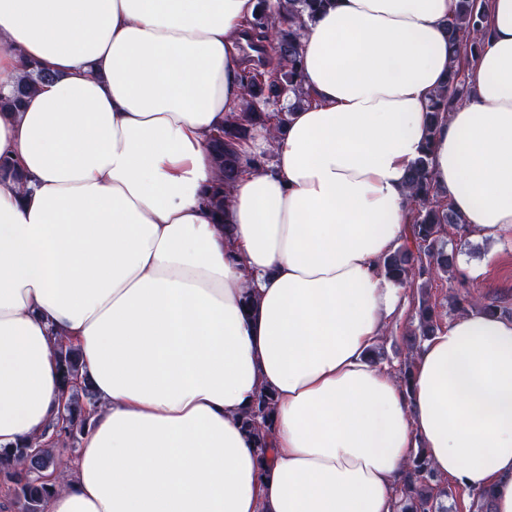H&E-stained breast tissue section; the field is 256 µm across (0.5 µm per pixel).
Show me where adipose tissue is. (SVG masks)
I'll use <instances>...</instances> for the list:
<instances>
[{
  "label": "adipose tissue",
  "mask_w": 512,
  "mask_h": 512,
  "mask_svg": "<svg viewBox=\"0 0 512 512\" xmlns=\"http://www.w3.org/2000/svg\"><path fill=\"white\" fill-rule=\"evenodd\" d=\"M257 0H0V452L39 439L80 354L96 408L44 512H398L410 459L512 512V319L470 311L401 385L367 354L407 308L382 262L448 76L456 0H334L302 38L312 97L203 199L210 132L239 111ZM474 94L432 173L469 229L512 237V0H487ZM274 394L259 455L242 413ZM54 77L53 73L42 67L36 65L29 67L16 79L9 95L0 94V111L19 112L25 101L38 92L40 85L53 80Z\"/></svg>",
  "instance_id": "ef3b65f1"
}]
</instances>
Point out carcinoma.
Instances as JSON below:
<instances>
[{"label": "carcinoma", "instance_id": "1", "mask_svg": "<svg viewBox=\"0 0 512 512\" xmlns=\"http://www.w3.org/2000/svg\"><path fill=\"white\" fill-rule=\"evenodd\" d=\"M330 0H286L278 11L270 10L268 0H258L257 10L249 22L247 33L263 41L269 30L277 29L273 46L276 66L270 77L259 71H243L240 76L244 89L242 108L225 120L209 138L215 180L205 191L213 211L227 215L233 184L257 161L242 155L239 146L260 129L285 124L287 115L310 101L301 80L302 36L307 21L325 9ZM450 71L445 86L436 91L427 106L429 135L447 118L455 103L469 95L466 69L490 37L484 4L481 0H457L455 14L446 25ZM54 79V74L32 66L14 82L12 92L0 95V111L18 112L25 101L35 95L41 84ZM292 100L286 110L270 111L268 107L284 99ZM431 147L425 145L422 155L409 169L407 184L412 204V218L404 242L388 254L382 268L385 276L401 285L427 283L449 271L453 257L448 255L446 226L455 227L461 236L470 234L464 221L443 199L432 183ZM0 174L24 182L20 162L0 157ZM415 329L408 338V353L399 369V378L409 384L413 358L421 343L440 331L441 313L436 305L422 296L415 307ZM60 378L64 392L69 394L55 423L45 432L47 439L33 446L28 443L0 453V485L7 488L8 512H43L45 500L55 490L46 476L64 464L69 453L89 424L96 398L93 391L81 385L80 359L77 349L69 344L60 347ZM274 396L260 392L242 414L240 422L256 439L260 454L269 447L271 414ZM452 489L437 478L430 462L419 451L410 461L399 498L400 512H450L445 499Z\"/></svg>", "mask_w": 512, "mask_h": 512}]
</instances>
